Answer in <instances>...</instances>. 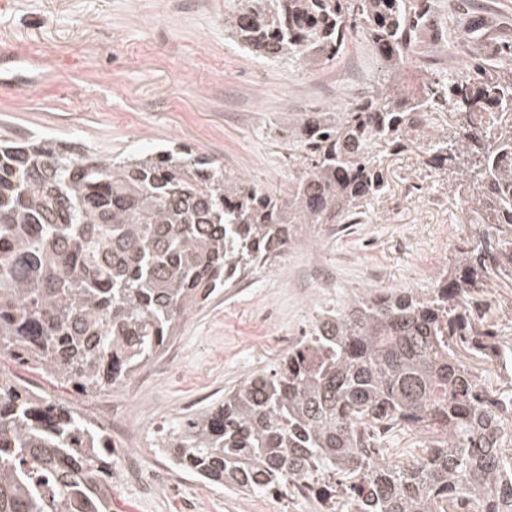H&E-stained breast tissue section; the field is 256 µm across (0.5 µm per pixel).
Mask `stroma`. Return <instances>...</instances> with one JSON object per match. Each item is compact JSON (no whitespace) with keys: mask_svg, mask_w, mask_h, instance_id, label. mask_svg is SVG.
Segmentation results:
<instances>
[{"mask_svg":"<svg viewBox=\"0 0 512 512\" xmlns=\"http://www.w3.org/2000/svg\"><path fill=\"white\" fill-rule=\"evenodd\" d=\"M479 27L478 49L448 57L429 38L400 82L414 92L427 69L459 75L473 53L494 55L512 42V0H451ZM363 38L338 59L312 68L266 62L224 42V0H0V141L47 136L123 157L177 143L209 155L230 174L276 189L298 174L288 158L284 113L344 109L382 79ZM388 191L372 201L362 224H335L272 265L191 312L170 342L131 380L80 391L42 369L0 359V367L35 393L94 416L111 406L112 512H316L292 493L274 500L205 486L178 475L151 485L163 465L158 445L182 416L222 399L251 373L281 359L279 337L296 339L314 316L362 288H429L456 247L443 226L464 223L450 186L453 174L430 168L410 151L385 161ZM512 282L491 283L475 304L499 340L512 338ZM143 478L122 475L128 457Z\"/></svg>","mask_w":512,"mask_h":512,"instance_id":"1","label":"stroma"}]
</instances>
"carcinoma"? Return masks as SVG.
I'll list each match as a JSON object with an SVG mask.
<instances>
[{"label": "carcinoma", "instance_id": "carcinoma-1", "mask_svg": "<svg viewBox=\"0 0 512 512\" xmlns=\"http://www.w3.org/2000/svg\"><path fill=\"white\" fill-rule=\"evenodd\" d=\"M433 0H224V40L316 66L361 35L387 81L343 112H286L303 166L273 190L185 145L102 158L79 141L0 143V354L85 391L127 382L182 319L326 224H361L384 160L420 143L483 224L434 286L363 288L320 312L273 371L186 416L162 454L216 488L265 494L288 474L337 485L336 512H512V389L482 359L503 345L472 305L512 280V67L399 86ZM446 112L448 126L424 120ZM421 439L398 463L371 449ZM105 429L0 368V512H112Z\"/></svg>", "mask_w": 512, "mask_h": 512}]
</instances>
